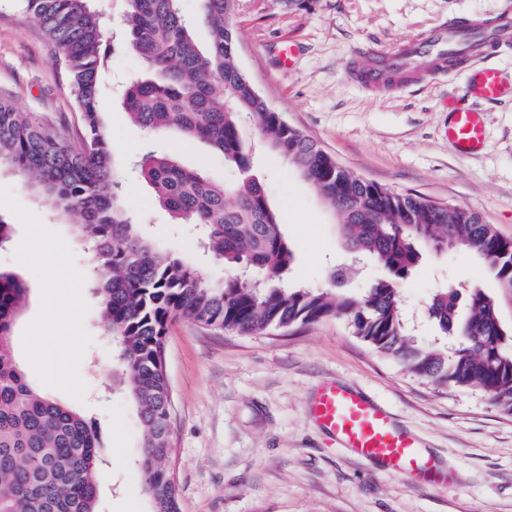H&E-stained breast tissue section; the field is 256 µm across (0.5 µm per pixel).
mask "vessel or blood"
<instances>
[{
  "label": "vessel or blood",
  "mask_w": 512,
  "mask_h": 512,
  "mask_svg": "<svg viewBox=\"0 0 512 512\" xmlns=\"http://www.w3.org/2000/svg\"><path fill=\"white\" fill-rule=\"evenodd\" d=\"M512 48V20L475 16L467 21L440 20L421 37L388 48L373 49V59L345 62L349 81L363 89L395 91L434 76L447 74L446 58H457L456 73L465 75L474 98L495 102L512 95L499 68L490 60ZM448 141L461 156H473L486 145L482 111L448 104ZM313 419L357 457L376 460L392 472L414 479L434 474L431 458L413 435L401 430L389 412L365 395L327 382L310 404Z\"/></svg>",
  "instance_id": "1"
}]
</instances>
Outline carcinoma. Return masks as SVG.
Returning a JSON list of instances; mask_svg holds the SVG:
<instances>
[{
	"label": "carcinoma",
	"instance_id": "obj_1",
	"mask_svg": "<svg viewBox=\"0 0 512 512\" xmlns=\"http://www.w3.org/2000/svg\"><path fill=\"white\" fill-rule=\"evenodd\" d=\"M124 49L144 74L125 86L122 106L149 134L176 133L201 141L236 167L240 177L217 185L165 151L136 156L139 177L179 224H193L207 255L236 273L213 283L193 263L157 248L123 206L124 172L97 110L98 75L112 55L106 24L92 0H20L57 50L81 128L20 112L0 99V167L37 186L58 210L79 217L93 243L91 267L104 333L115 370L137 406L142 431L138 459L155 512H182L171 469L172 417L165 342L184 320L206 328L258 335L344 319L353 334L410 374L434 386L474 388L512 413V331L498 303L480 290L443 288L429 317L449 350L423 346L400 310L399 283L418 266L426 246L467 251L489 268L512 297V240L467 207H440L416 193H398L343 168L261 98L241 73L230 24L232 0H199L193 17L180 0H126ZM209 30L202 48L196 28ZM250 117L269 149L306 179L339 217L351 262L331 279L348 278L370 259L385 274L360 297L291 283L294 255L241 135ZM28 288L0 271V512H95L101 469L98 439L77 411L37 392L18 365L13 327Z\"/></svg>",
	"mask_w": 512,
	"mask_h": 512
}]
</instances>
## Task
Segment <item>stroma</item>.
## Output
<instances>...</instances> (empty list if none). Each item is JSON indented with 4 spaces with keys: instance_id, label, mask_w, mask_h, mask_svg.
Returning <instances> with one entry per match:
<instances>
[{
    "instance_id": "1",
    "label": "stroma",
    "mask_w": 512,
    "mask_h": 512,
    "mask_svg": "<svg viewBox=\"0 0 512 512\" xmlns=\"http://www.w3.org/2000/svg\"><path fill=\"white\" fill-rule=\"evenodd\" d=\"M458 15L512 18V0H306L295 9L280 0H233L231 21L238 61L260 94L342 167L398 192L475 209L512 238L511 98L486 105L487 144L463 157L448 142L445 106L448 97L462 96L463 77L376 95L344 74L352 53L367 56L371 47L392 46ZM291 41L297 52L287 68L279 54ZM140 68L139 59L118 50L100 77L97 108L120 168L147 140L120 102L122 85ZM0 99L52 125H79L52 41L15 0H0ZM242 136L293 251L291 279L332 290L330 270L345 254L336 215L253 125ZM161 140L211 181L236 180V170L205 144L173 134ZM126 204L160 249L202 265L211 280L233 275V268L203 257L195 227L173 223L133 175ZM0 218L13 226L0 246V269L19 274L29 289L13 328L17 361L37 390L94 423L103 460L98 512H152L134 463L137 410L127 391L110 388L112 345L93 281L75 277L91 249L77 217L52 210L2 168ZM59 241L67 250L51 279L45 259ZM440 288L483 290L498 299L502 322L512 326V300L503 299L483 262L462 250L428 251L400 284L402 314L419 341L443 340L426 315ZM166 367L182 512H512V414L479 390H442L411 375L354 336L344 320L250 336L178 320L166 338ZM325 379L386 407L448 471L449 482L413 486L340 448L308 411Z\"/></svg>"
}]
</instances>
